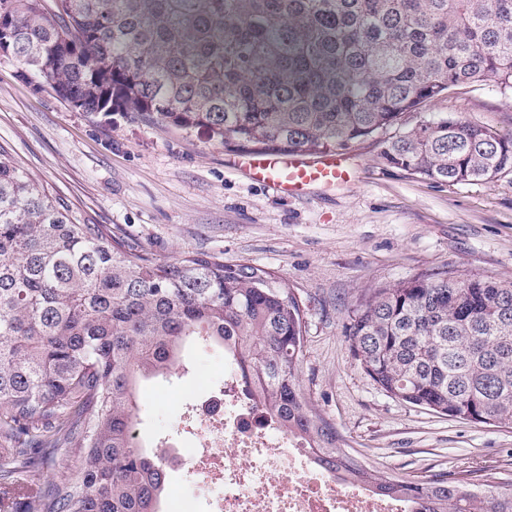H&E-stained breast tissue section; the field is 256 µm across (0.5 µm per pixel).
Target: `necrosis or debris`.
I'll return each mask as SVG.
<instances>
[{
	"label": "necrosis or debris",
	"mask_w": 512,
	"mask_h": 512,
	"mask_svg": "<svg viewBox=\"0 0 512 512\" xmlns=\"http://www.w3.org/2000/svg\"><path fill=\"white\" fill-rule=\"evenodd\" d=\"M194 412L204 430L197 447L179 454L195 458L222 486L213 512H401L362 488L337 491L307 449L289 442L244 396L211 393Z\"/></svg>",
	"instance_id": "necrosis-or-debris-1"
}]
</instances>
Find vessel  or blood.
<instances>
[{
  "mask_svg": "<svg viewBox=\"0 0 512 512\" xmlns=\"http://www.w3.org/2000/svg\"><path fill=\"white\" fill-rule=\"evenodd\" d=\"M255 182L283 198L354 186L357 170L343 153H328L310 160L297 154L259 153L249 157Z\"/></svg>",
  "mask_w": 512,
  "mask_h": 512,
  "instance_id": "1",
  "label": "vessel or blood"
}]
</instances>
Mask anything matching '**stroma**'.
Returning <instances> with one entry per match:
<instances>
[{
  "label": "stroma",
  "instance_id": "obj_1",
  "mask_svg": "<svg viewBox=\"0 0 512 512\" xmlns=\"http://www.w3.org/2000/svg\"><path fill=\"white\" fill-rule=\"evenodd\" d=\"M446 113L512 138V96L492 82L463 86L407 116V126ZM0 148L84 224L108 225L127 248L172 261L223 255L272 271L304 311L300 382L346 449L390 474L480 482L512 478V428L440 415L383 392L345 334L371 293L431 274L512 281V172L490 181L437 183L385 161L383 141L352 144L356 185L336 195L283 201L234 166L237 152L201 131L114 113L93 117L0 60ZM193 369L224 356L185 349ZM139 385L140 435L152 446L194 447V376Z\"/></svg>",
  "mask_w": 512,
  "mask_h": 512
}]
</instances>
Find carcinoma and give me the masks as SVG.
<instances>
[{
    "label": "carcinoma",
    "mask_w": 512,
    "mask_h": 512,
    "mask_svg": "<svg viewBox=\"0 0 512 512\" xmlns=\"http://www.w3.org/2000/svg\"><path fill=\"white\" fill-rule=\"evenodd\" d=\"M0 59L91 115L131 112L242 153L324 154L387 136L386 161L437 183L512 169V138L455 115L389 135L474 81L512 93V0H0ZM303 309L273 272L224 256L156 261L81 224L0 148V490L62 454L24 512H162L168 451L137 426L139 381L187 343L231 353L254 407L336 483L408 512H512V488L369 468L301 386ZM387 394L512 428V281L417 277L349 315ZM78 463L73 458H67L66 456H59L55 463H53L44 473H37L32 476L29 484V490L38 489L43 483L44 479H46V475L48 477L54 479L55 481H64V480H74L78 475Z\"/></svg>",
    "instance_id": "carcinoma-1"
}]
</instances>
